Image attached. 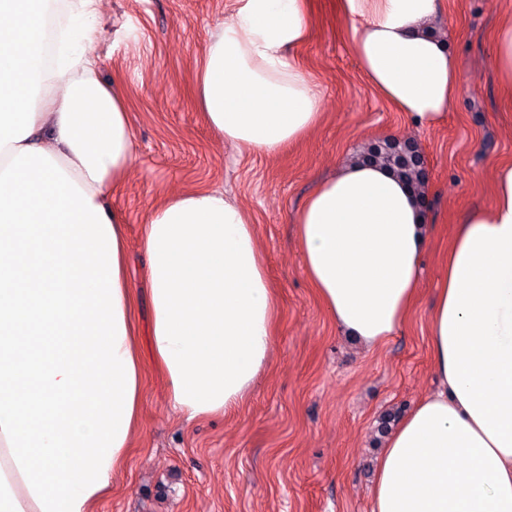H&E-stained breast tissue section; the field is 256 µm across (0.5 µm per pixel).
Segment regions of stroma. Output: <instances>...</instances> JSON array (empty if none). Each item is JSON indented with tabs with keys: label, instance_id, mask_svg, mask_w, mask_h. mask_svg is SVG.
Wrapping results in <instances>:
<instances>
[{
	"label": "stroma",
	"instance_id": "1",
	"mask_svg": "<svg viewBox=\"0 0 512 512\" xmlns=\"http://www.w3.org/2000/svg\"><path fill=\"white\" fill-rule=\"evenodd\" d=\"M432 21L463 83L445 123L414 129L373 92L349 48L338 0H310L307 40L290 56L318 83L320 124L288 151L258 155L225 142L190 90L209 35L234 0H103L93 42L98 73L130 101L137 165L112 195L126 217L140 328L142 226L172 188L223 191L246 209L280 301L268 367L236 411L186 422L154 368L148 336L141 429L98 512H370L381 452L379 423L401 418L434 386L428 315L454 224L491 202L493 166L512 158V102L492 64V35L512 0H445ZM412 140L429 177L430 240L420 298L406 324L368 350L341 335L299 264L296 213L315 183L374 143Z\"/></svg>",
	"mask_w": 512,
	"mask_h": 512
}]
</instances>
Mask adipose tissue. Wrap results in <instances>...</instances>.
Wrapping results in <instances>:
<instances>
[{
	"label": "adipose tissue",
	"instance_id": "obj_1",
	"mask_svg": "<svg viewBox=\"0 0 512 512\" xmlns=\"http://www.w3.org/2000/svg\"><path fill=\"white\" fill-rule=\"evenodd\" d=\"M45 0H0V512H95L124 468L144 374L126 219L129 102L91 46L101 0H67L54 58ZM309 0H237L193 76L224 141L287 150L320 121L317 84L285 51ZM369 85L423 129L461 91L442 0H341ZM301 268L337 329L374 349L418 295L426 213L410 184L362 161L296 218ZM150 351L186 421L246 400L267 367L278 300L251 217L222 191L173 190L143 226ZM435 389L388 435L371 512H512V160L491 208L458 223L429 313Z\"/></svg>",
	"mask_w": 512,
	"mask_h": 512
}]
</instances>
